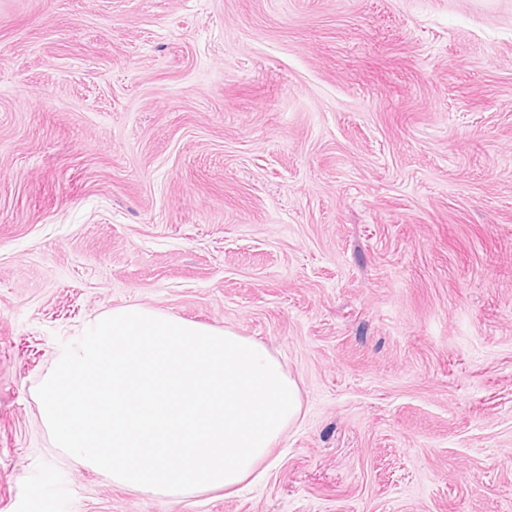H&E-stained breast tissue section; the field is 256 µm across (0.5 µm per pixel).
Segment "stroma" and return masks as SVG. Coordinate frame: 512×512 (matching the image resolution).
Returning a JSON list of instances; mask_svg holds the SVG:
<instances>
[{
    "label": "stroma",
    "instance_id": "35a3bbf8",
    "mask_svg": "<svg viewBox=\"0 0 512 512\" xmlns=\"http://www.w3.org/2000/svg\"><path fill=\"white\" fill-rule=\"evenodd\" d=\"M131 305L297 381L259 484L54 446ZM0 512H512V0H0Z\"/></svg>",
    "mask_w": 512,
    "mask_h": 512
}]
</instances>
